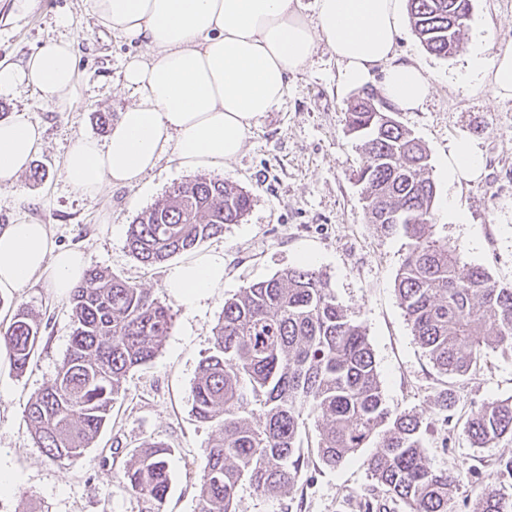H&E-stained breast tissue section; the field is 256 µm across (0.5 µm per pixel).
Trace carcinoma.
I'll return each mask as SVG.
<instances>
[{"mask_svg": "<svg viewBox=\"0 0 512 512\" xmlns=\"http://www.w3.org/2000/svg\"><path fill=\"white\" fill-rule=\"evenodd\" d=\"M410 20L426 50L441 58L460 42L471 0H408ZM364 88L350 104L346 125L366 156L357 182L369 223L408 240L395 286L415 340L433 366L453 379L439 391L438 415L457 410L458 388L488 349L512 352V285L485 269L462 273L457 248L434 237V183L429 153L398 120L395 106L376 107ZM249 194L220 177H197L175 187L129 225L127 245L146 266L161 265L238 224ZM72 336L55 377L34 393L25 424L52 461L81 457L112 417L127 374L151 362L173 322L171 309L150 290L106 270L90 269L70 294ZM42 324L20 308L0 331V355L18 373L30 366ZM192 413L213 434L197 488L199 512H236L246 481L260 496L295 491L306 463L304 421H320L311 453L335 467L362 448L377 452L367 466L372 485L360 512H382L383 496L402 512H453L454 489L469 478L429 466L423 422L385 404L371 344L362 325L336 302L323 273L311 264L253 282L224 301L212 347L191 387ZM259 419L251 420L254 411ZM463 431L478 448L512 439V399L484 402L465 413ZM172 448L147 442L132 454L122 483L144 512H163L171 489ZM470 512H512V499L488 481Z\"/></svg>", "mask_w": 512, "mask_h": 512, "instance_id": "carcinoma-1", "label": "carcinoma"}]
</instances>
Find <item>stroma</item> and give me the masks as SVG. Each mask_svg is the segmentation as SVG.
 I'll return each mask as SVG.
<instances>
[{
	"label": "stroma",
	"instance_id": "35a3bbf8",
	"mask_svg": "<svg viewBox=\"0 0 512 512\" xmlns=\"http://www.w3.org/2000/svg\"><path fill=\"white\" fill-rule=\"evenodd\" d=\"M491 50L512 47V0H472L462 43L439 58L421 45L410 23L396 38L398 60L423 67L432 91L423 109L400 113V121L430 151L436 187L434 234L460 249V271L484 268L493 281L512 283V100L474 92L461 80L474 37ZM76 40L80 95L60 111L29 88L0 98V113L26 112L43 130V146L32 161L44 180L22 174L15 186L0 187V227L25 220L47 225L57 249L83 253L88 268L105 269L150 289L168 305L173 326L157 357L123 382L112 418L92 448L72 462H54L37 448L26 429L24 410L32 394L55 375L71 339L68 301L45 284L0 293V328L18 307L46 325L35 359L16 373L0 357V469L9 487L0 491V512H140L142 505L121 482L131 453L146 440L168 443L172 487L165 512H198L197 484L210 427L191 411V386L207 354L224 301L248 283L293 267L301 251L317 252V267L348 316L361 324L374 351L387 407L421 417L428 425L423 446L431 467L452 470L460 463L486 472L498 457L512 455V440L494 448L473 447L461 425L442 424L436 396L445 386L415 340L395 292L407 249L399 235L369 224L355 174L365 157L346 131L352 93L339 82L340 65L318 45L306 66L288 77L282 103L253 124L241 154L224 168L205 169L247 191L251 208L238 224L199 247L224 254V285L194 307L169 292L164 282L173 262L139 263L127 247L132 221L165 191L194 178L170 155L136 186H105L96 198L64 178L62 160L76 139H105L97 115L119 114L134 101L122 86V69L144 45L128 42L101 26L88 0H0V63L20 64L46 43ZM467 137L485 166L474 182L449 185L439 161L459 137ZM455 199L468 223L451 224L441 206ZM461 407L512 398V354L488 351L476 373L460 388ZM363 448L334 467L308 466L298 491L268 499L242 484L237 512H356L355 501L370 485Z\"/></svg>",
	"mask_w": 512,
	"mask_h": 512
}]
</instances>
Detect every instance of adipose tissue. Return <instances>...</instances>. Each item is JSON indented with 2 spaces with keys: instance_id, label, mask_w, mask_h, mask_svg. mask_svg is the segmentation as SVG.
Masks as SVG:
<instances>
[{
  "instance_id": "obj_1",
  "label": "adipose tissue",
  "mask_w": 512,
  "mask_h": 512,
  "mask_svg": "<svg viewBox=\"0 0 512 512\" xmlns=\"http://www.w3.org/2000/svg\"><path fill=\"white\" fill-rule=\"evenodd\" d=\"M406 0H314V21L299 0H89L99 23L143 43L129 60L122 84L135 101L121 112L105 140L78 138L63 161L66 180L93 197L105 185L138 184L164 155L185 169L232 162L252 124L272 111L318 44L340 65L347 88L384 71L381 91L399 109L414 112L431 93L416 65L398 61L395 38ZM466 81L493 97L512 99V49L487 54L473 43ZM33 89L46 101L69 106L79 95L73 42L57 41L24 64H0V97ZM42 144V130L24 115L0 121V186L15 185ZM449 183L480 176L483 160L469 139H458L440 162ZM82 253L56 249L47 225L17 222L0 228V293L44 283L59 299L82 280ZM224 285V255L185 259L164 286L191 306Z\"/></svg>"
}]
</instances>
